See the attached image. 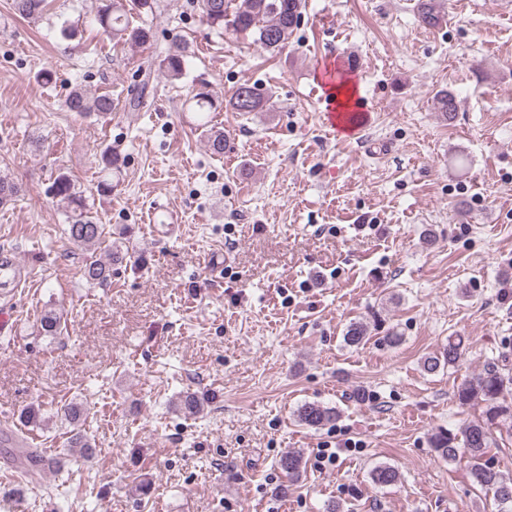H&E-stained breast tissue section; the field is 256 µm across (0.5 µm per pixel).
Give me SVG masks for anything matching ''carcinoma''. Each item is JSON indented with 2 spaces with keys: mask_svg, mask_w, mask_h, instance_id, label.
I'll list each match as a JSON object with an SVG mask.
<instances>
[{
  "mask_svg": "<svg viewBox=\"0 0 512 512\" xmlns=\"http://www.w3.org/2000/svg\"><path fill=\"white\" fill-rule=\"evenodd\" d=\"M202 18L212 27H227L238 33H251L267 52L278 54L287 46L290 37L300 24L304 0H241L231 7L232 0H196ZM154 0H99L94 22L112 39L134 46H148L153 42L151 27L135 25L131 21L130 11L149 13ZM47 7V0H12V9L22 18L38 19ZM418 15L423 25L437 27L445 22L440 0H420ZM189 58L187 46L175 44L167 53L151 63L153 69L144 72L139 90L126 101V110L138 112L144 104L146 87L152 71L156 70L167 79L179 80L185 75ZM267 100L259 87L250 83L239 84L227 101L234 112H261ZM437 110L446 120L455 116L456 98L447 91L436 96ZM67 109L81 116L108 119L115 110V103L108 93L89 96L76 84L66 97ZM221 103L202 84L192 91L189 100L190 111L198 114L200 125L207 124L208 114L220 108ZM103 178L97 183V192L109 195L114 190L112 176L120 173L121 164L118 154L103 150L100 154ZM20 186L6 176H0V207H6L15 201ZM52 198L67 214L66 234L73 243L87 251L80 274L89 285L102 286L111 279L112 261L97 256V249L104 237V225L95 221L87 208L84 192L65 171H58L48 189ZM63 313L55 308L44 310L40 317V329L45 336H56L62 331ZM368 340V327L362 322H353L346 331L345 342L349 346H359ZM462 351L461 340L448 339V344L437 353L427 356L422 363L427 373H436L445 367L453 366ZM456 401L462 405H482L481 416L471 420L456 430L437 428L429 437L430 447L435 454L448 462L467 457L472 484L482 490L493 493L498 512H512V478L506 477L483 462L488 448L493 444V429L512 422V372L496 363L489 364L475 377L463 381L455 391ZM202 403L192 392H186L180 400L184 415L193 417L200 412ZM339 417L335 407L320 403H305L297 409L298 421L310 428H319L330 424ZM282 470L288 478L296 481L301 476L303 462L297 452L285 454L279 460ZM371 480L377 486L394 485L399 480L396 468L380 465L371 471Z\"/></svg>",
  "mask_w": 512,
  "mask_h": 512,
  "instance_id": "1",
  "label": "carcinoma"
}]
</instances>
